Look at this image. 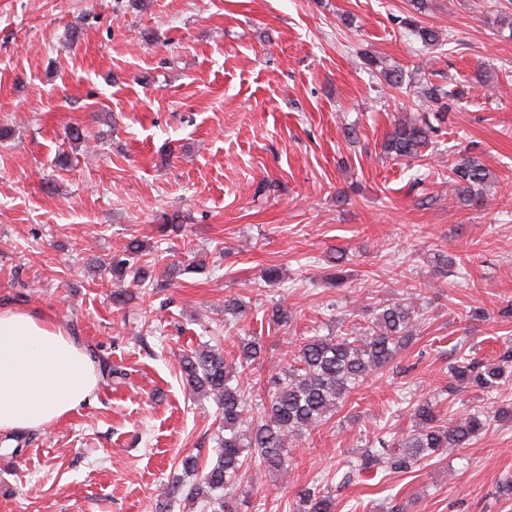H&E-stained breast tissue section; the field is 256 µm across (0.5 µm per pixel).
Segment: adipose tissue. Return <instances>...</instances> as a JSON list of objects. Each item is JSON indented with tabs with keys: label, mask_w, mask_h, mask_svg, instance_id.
Wrapping results in <instances>:
<instances>
[{
	"label": "adipose tissue",
	"mask_w": 512,
	"mask_h": 512,
	"mask_svg": "<svg viewBox=\"0 0 512 512\" xmlns=\"http://www.w3.org/2000/svg\"><path fill=\"white\" fill-rule=\"evenodd\" d=\"M93 353L38 312L0 304V431L39 430L89 402Z\"/></svg>",
	"instance_id": "obj_1"
}]
</instances>
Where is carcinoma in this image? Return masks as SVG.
<instances>
[{"label": "carcinoma", "mask_w": 512, "mask_h": 512, "mask_svg": "<svg viewBox=\"0 0 512 512\" xmlns=\"http://www.w3.org/2000/svg\"><path fill=\"white\" fill-rule=\"evenodd\" d=\"M414 35L429 47L451 42L429 26H421L415 16L403 19ZM423 96L449 109L445 99L458 96L442 85L428 86ZM440 128L422 113L409 121L395 123L382 145L395 159L418 158ZM490 170L477 156L468 154L448 166L452 197L462 205H474L484 198ZM143 250L134 239L125 247V256H112V273L119 284L131 276L138 286L149 278L147 269L131 263ZM420 294L386 300L374 309L371 322L355 323L341 336H311L301 339L291 360L269 376L268 400L258 418L248 420L247 393L251 388L247 369L262 358L256 339L242 338L237 364L231 366L224 352L204 347L185 353L180 359L182 375L195 393L213 398L221 410L224 437L205 465L195 456L182 461L184 477L166 485L159 512H168L174 499L203 503L207 512H231L228 495L246 478L251 467L266 466L283 470L288 466L290 444L315 430L326 417L357 390L370 375L383 370L395 355L413 339L422 323ZM512 363V349L497 363L461 357L450 366L454 389L498 390L505 385L506 368ZM414 428L396 437L380 433L367 448L350 461L345 479L362 478L380 472L407 473L424 460L447 448H465L486 426L480 409L462 413L446 421L438 418L437 404L423 400L413 407ZM298 512H333V499L327 487L314 484L298 493Z\"/></svg>", "instance_id": "1"}]
</instances>
